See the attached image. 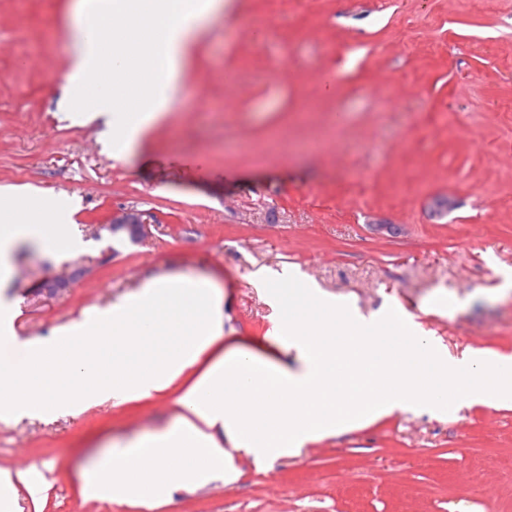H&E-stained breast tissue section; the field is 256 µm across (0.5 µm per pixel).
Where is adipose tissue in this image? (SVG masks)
Here are the masks:
<instances>
[{
  "mask_svg": "<svg viewBox=\"0 0 512 512\" xmlns=\"http://www.w3.org/2000/svg\"><path fill=\"white\" fill-rule=\"evenodd\" d=\"M223 7L222 0H75L71 23L83 42L69 65L67 111H101L105 93L114 92L120 153L131 155L176 95L192 41ZM79 208L72 198L48 201L29 184L0 186V283L19 243L69 253L74 240L61 215ZM282 303L280 332L297 353L292 366L225 343L224 295L215 280L145 279L134 296L27 343L19 358L1 357L7 387L0 416L73 414L109 399L176 391V422L79 474L85 501L152 512L174 487L206 482L215 468L235 481L233 447L262 468L397 411L446 414L443 396L453 388L471 404L512 406V357L488 349L445 357L421 340L414 357L403 359L344 324L336 307L294 295ZM240 389L244 399H233Z\"/></svg>",
  "mask_w": 512,
  "mask_h": 512,
  "instance_id": "adipose-tissue-1",
  "label": "adipose tissue"
}]
</instances>
